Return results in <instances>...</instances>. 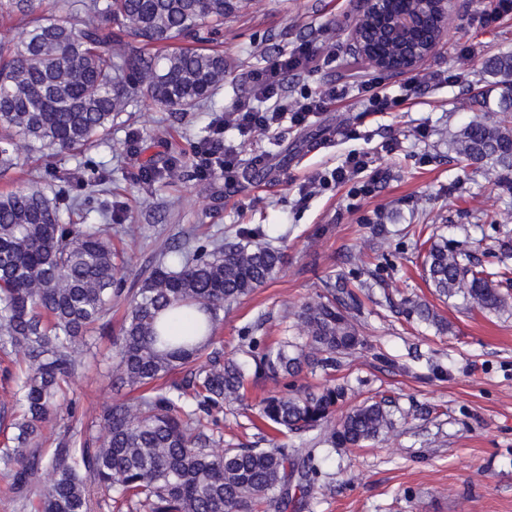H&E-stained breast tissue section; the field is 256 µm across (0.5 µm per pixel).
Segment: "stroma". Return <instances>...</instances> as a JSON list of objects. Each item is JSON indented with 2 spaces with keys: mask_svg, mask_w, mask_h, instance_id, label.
Wrapping results in <instances>:
<instances>
[{
  "mask_svg": "<svg viewBox=\"0 0 512 512\" xmlns=\"http://www.w3.org/2000/svg\"><path fill=\"white\" fill-rule=\"evenodd\" d=\"M489 2L455 0L446 43L420 68L425 74L462 66L466 83L428 84L410 104L367 112L355 89L374 72L355 61L349 41L359 0H254L248 12L224 21L220 48L227 72L212 105L180 116L139 101L128 121L114 126L111 144L85 156L105 173V183L88 177L64 184L75 166L67 154L34 155L0 176V190L37 176L111 211L112 245L129 288L138 287L167 240L188 235L206 245L234 240L243 226H269L281 270L225 309L217 344L229 356L238 355L244 336L271 342L295 325V312L322 292L325 273L343 254L355 255L366 283L358 292L366 347L343 358L335 378L349 385V404L391 397L397 426L384 440L331 453L304 512H512V316L468 310L458 297L439 300L435 307L451 325L441 336L391 309L407 297L431 296L417 238L437 231L482 255L500 229H512V193L486 169L457 165L452 151L456 132L474 117L471 97L487 89L483 61L512 51V20L481 23ZM305 40L335 47L336 61L290 74L286 95L343 87L349 94L342 105L302 127L245 136L228 128L224 139L237 152V183L225 184L218 174L194 177L198 142L212 135L218 116L251 93L250 74L259 61ZM466 44L477 53L464 63L459 53ZM132 127L140 132L134 142L127 135ZM353 152L371 153L381 173L372 195H356L350 184L302 194L315 174ZM259 154L264 161L257 165ZM171 158L176 172L142 180L140 168H160ZM375 224L386 225L385 239L372 236ZM113 353L107 336L84 355L66 396L69 425L100 422L113 397ZM423 406L427 414L418 415Z\"/></svg>",
  "mask_w": 512,
  "mask_h": 512,
  "instance_id": "stroma-1",
  "label": "stroma"
}]
</instances>
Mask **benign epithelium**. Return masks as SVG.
<instances>
[{"instance_id": "7a95c632", "label": "benign epithelium", "mask_w": 512, "mask_h": 512, "mask_svg": "<svg viewBox=\"0 0 512 512\" xmlns=\"http://www.w3.org/2000/svg\"><path fill=\"white\" fill-rule=\"evenodd\" d=\"M452 0H425L426 10H401L397 0H362L363 14L350 33L356 47L379 40L385 53L376 62L392 75L411 73L435 55L448 34Z\"/></svg>"}]
</instances>
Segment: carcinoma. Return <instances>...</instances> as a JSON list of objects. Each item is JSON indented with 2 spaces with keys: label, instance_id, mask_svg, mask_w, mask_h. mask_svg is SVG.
<instances>
[{
  "label": "carcinoma",
  "instance_id": "cac0c4a2",
  "mask_svg": "<svg viewBox=\"0 0 512 512\" xmlns=\"http://www.w3.org/2000/svg\"><path fill=\"white\" fill-rule=\"evenodd\" d=\"M243 0H0V17L17 33L0 39V174L23 158L68 152L78 158L110 140L112 127L142 98L186 113L211 100L227 63L218 49L224 19ZM482 73L496 98H471L473 112L512 111V51L487 59ZM457 159L496 172L512 193V127L475 118L454 136ZM81 204L32 182L0 192V352L24 365L16 411L0 419L12 430L0 447V471L31 512H93L91 492L125 502L129 512H299L321 476L322 451L359 448L395 427L389 398L367 399L336 414L345 384L290 387L263 399L259 417L299 446L224 444V433L202 423L245 400L247 386L278 382L306 369L333 371L364 347L361 303L345 274L322 279L324 294L296 313L298 340L274 346L255 337L248 358L224 356L215 332L224 306L251 294L279 270L280 252L263 243L266 230L243 227L237 240L208 246L173 239L137 289L125 280L104 224L71 216ZM512 239L499 241L495 263L468 243L441 234L423 241L425 282L438 297L462 298L482 312L512 313ZM126 313L112 358V386L146 387L180 370V381L105 409L97 435L66 427L55 448L42 429L58 416L63 387L78 357L110 331L112 300ZM195 308L202 316L177 335L172 323ZM401 313L444 334L450 324L432 304L407 299Z\"/></svg>",
  "mask_w": 512,
  "mask_h": 512
}]
</instances>
